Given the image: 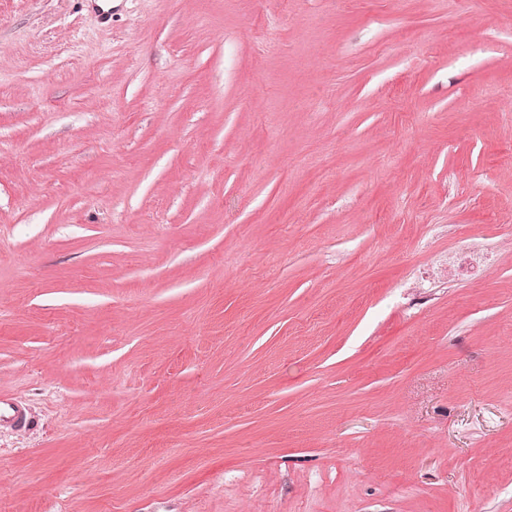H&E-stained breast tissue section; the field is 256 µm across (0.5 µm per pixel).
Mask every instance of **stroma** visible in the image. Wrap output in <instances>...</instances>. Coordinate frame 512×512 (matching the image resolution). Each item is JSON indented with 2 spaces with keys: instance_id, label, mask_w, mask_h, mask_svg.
<instances>
[{
  "instance_id": "1",
  "label": "stroma",
  "mask_w": 512,
  "mask_h": 512,
  "mask_svg": "<svg viewBox=\"0 0 512 512\" xmlns=\"http://www.w3.org/2000/svg\"><path fill=\"white\" fill-rule=\"evenodd\" d=\"M509 222L512 0H0V512H512ZM468 238L459 235L458 244L448 249V253L435 255L432 266L427 271L414 269L408 273V281L412 280L413 286L407 287L406 283L398 285L399 288H422L412 295L425 298L424 288H434L442 280H459L474 278L494 265L496 251L492 247H479L467 242Z\"/></svg>"
}]
</instances>
